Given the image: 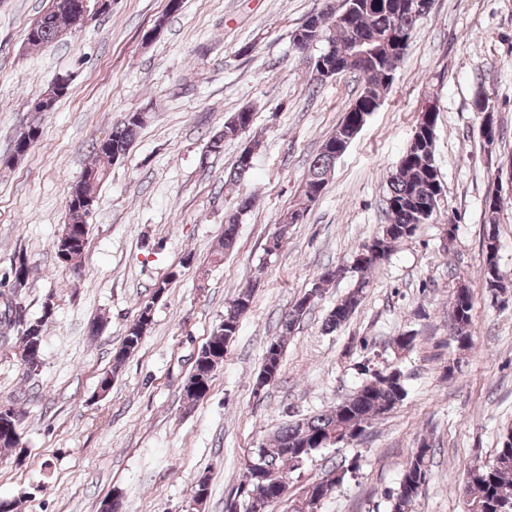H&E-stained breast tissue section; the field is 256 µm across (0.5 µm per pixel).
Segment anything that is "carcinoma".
Here are the masks:
<instances>
[{"instance_id": "cac0c4a2", "label": "carcinoma", "mask_w": 512, "mask_h": 512, "mask_svg": "<svg viewBox=\"0 0 512 512\" xmlns=\"http://www.w3.org/2000/svg\"><path fill=\"white\" fill-rule=\"evenodd\" d=\"M416 2L423 12L430 13L433 0H343L339 10L329 8L311 15L294 31V45L301 51L309 49L316 42H325V48L318 57L344 74L358 72L352 61L354 37L360 36L365 40L361 50L369 55L363 78L365 87L344 112L336 131L323 141L319 153L309 165L304 187L316 185L319 191H324L336 163V153L327 149L328 144L346 129L349 130L348 136H353L350 129L362 123L363 114L379 109L378 101L386 96L392 86L397 64L409 47V40L419 22L413 9ZM57 40L56 16L46 10L29 26L27 42L32 47H41ZM253 119L254 113L249 109L231 114L224 121L222 129L211 137V151L220 152L224 149V142L242 136L252 126ZM436 122V113H420L412 139L388 179V222L362 244V247L369 248L370 256L356 263L357 271L367 272L386 261L398 243L415 233L418 225L423 223V217L435 214L440 207L438 194L443 183L435 158ZM144 125L145 120L129 112L112 127L108 135L92 143L94 161L85 166L73 187L75 198L68 204V223L54 244V248L58 249L61 243H67L65 264L69 265L81 257L88 243L91 216L83 199L98 201L109 165L125 155ZM252 162L253 147L248 146L237 157L232 170L233 178H244L252 168ZM241 217L242 209L225 215L217 256H224L235 246ZM29 273L26 257H17L9 275L10 294L0 304L3 323L18 329L21 365L28 376L37 373L42 366L43 330L53 314L51 303L47 300L40 317L33 319L27 313L13 317V304H22L20 294L27 285ZM481 276L487 288L496 296L512 289V281L500 270L498 239L493 232L483 238ZM334 281V275H318L315 288L289 307L282 318L280 333L265 348L256 378L257 386L263 388L279 375L288 339L312 308L308 301L321 297L324 286ZM366 287L367 281L360 279L336 303L325 318V329L336 330L350 320L362 302ZM462 292L461 296L453 295L448 319L454 341L460 349L467 350L473 343L474 304L469 288H463ZM251 304L252 289L243 288L225 306L218 329L209 339L208 353L204 354L203 361L193 363L187 377L190 382V387L186 388L187 395H192L193 386L203 392L208 390L214 371L224 362V346L236 336L240 320L250 310ZM151 322L152 309L146 305L126 328L121 346L112 355V373L102 378V383L112 385V375L118 373L139 347ZM363 375L365 380L362 385L336 407L309 418L288 422L268 444L258 448L256 461L260 465V478L248 482L245 475H239L236 489L239 502L231 504L230 512H267L268 506L280 499L282 486L289 475L299 468V461L308 459L318 450L321 442L339 445L357 439L367 424L402 404L406 398L400 370L379 371L366 362L363 364ZM22 419V411L15 407L11 408V413L0 417V449L18 447ZM432 450L430 439L422 438L405 466L398 488L385 492L392 502V512H409L425 483V463ZM353 472L352 467H336L327 471L308 484L305 497L293 505L292 512H308L307 496L313 497L320 490L321 497H328ZM465 497V512H512V434L507 435L492 462L475 464L467 469Z\"/></svg>"}]
</instances>
